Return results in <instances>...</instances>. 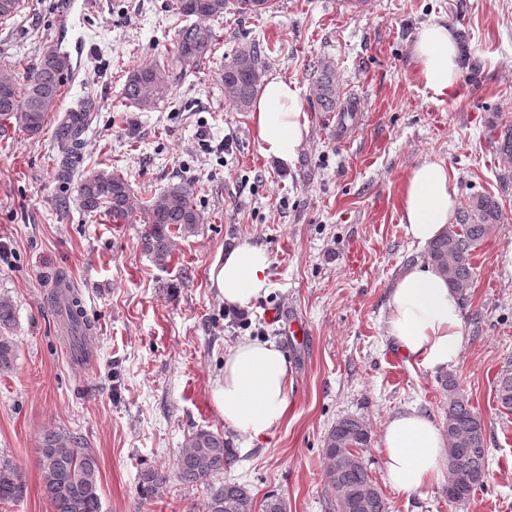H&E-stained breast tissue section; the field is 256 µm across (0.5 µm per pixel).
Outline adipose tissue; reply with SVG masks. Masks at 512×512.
Returning a JSON list of instances; mask_svg holds the SVG:
<instances>
[{"label":"adipose tissue","instance_id":"obj_1","mask_svg":"<svg viewBox=\"0 0 512 512\" xmlns=\"http://www.w3.org/2000/svg\"><path fill=\"white\" fill-rule=\"evenodd\" d=\"M419 78L435 94L452 91L459 76V46L452 29L441 22L420 27L412 44ZM255 135L265 156L291 164L308 134L295 86L269 76L253 104ZM456 173L445 162L426 159L404 181L400 222L417 246L430 244L455 220ZM269 253L243 240L209 270L213 288L226 306L250 308L269 292ZM461 291L449 286L433 265L405 269L390 288L386 334L407 364L429 373L458 365L464 343ZM293 379L288 359L274 343L244 338L224 355V381L212 392L227 427L253 440L267 438L288 414ZM385 471L400 494L439 484L448 452L435 422L411 408L392 417L381 434Z\"/></svg>","mask_w":512,"mask_h":512}]
</instances>
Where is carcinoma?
Masks as SVG:
<instances>
[{"instance_id":"cac0c4a2","label":"carcinoma","mask_w":512,"mask_h":512,"mask_svg":"<svg viewBox=\"0 0 512 512\" xmlns=\"http://www.w3.org/2000/svg\"><path fill=\"white\" fill-rule=\"evenodd\" d=\"M231 0H173L177 13L191 17L198 14L209 18L224 15ZM175 50L164 66L143 65L129 73L123 97L143 110L155 106L169 96L178 80L196 68L213 53L216 43L210 28L203 30L191 25L178 29L174 35ZM263 46L252 43L248 54L236 53L224 65L221 82L224 96L240 111L249 109L259 80L256 63ZM70 69L65 54L50 51L39 67L33 69L23 83L1 78L7 84L9 98H0V134L16 125L30 135L44 131L49 113L57 111L65 93V73ZM319 106L324 112L336 106V85L329 66L323 62L313 65ZM92 104L85 102L68 111L54 131L57 153L53 155L55 177L65 182L71 177V159L83 144L82 136L91 120ZM78 193L81 207L88 213L103 214L115 224H129L133 217L130 188L125 178L108 168H99L80 180ZM501 222L498 199L491 194H477L460 208L456 224L434 240L428 247L427 259L440 267L448 284L461 288L474 279L472 252L486 240ZM145 228L141 235L143 250L158 266H166L173 256L174 227L182 236L198 233L201 215L195 203L194 189L184 183L173 184L145 209ZM67 321L70 344L84 350L83 341L91 331L79 298H70ZM16 309L12 299L0 295V373L8 372L17 356V345L9 333L13 330ZM448 392L446 431L448 441L456 448L455 468L448 471V500L467 501L477 486L487 478L489 448L482 418L473 410L469 400L459 392L457 383L448 375L443 380ZM495 398L501 410L512 413V366L502 368L496 377ZM356 448L354 463L346 469L336 467V448L339 443ZM372 436L362 420L343 417L328 432L324 441L327 460V484L334 492L336 512H389L382 491L371 478L363 457L370 447ZM233 449L224 435L199 429L187 439L179 456L177 479L187 486L206 485L209 496L204 512H226L224 503L231 501L233 512H256L254 496L248 485L214 480L234 462ZM40 478L44 496L52 512H102L99 486V465L95 452L83 446L78 438L66 432H49L40 448ZM163 471L147 470L142 474L139 490L146 496L158 494L167 484ZM25 494V482L19 468L9 458L0 455V504H16Z\"/></svg>"}]
</instances>
